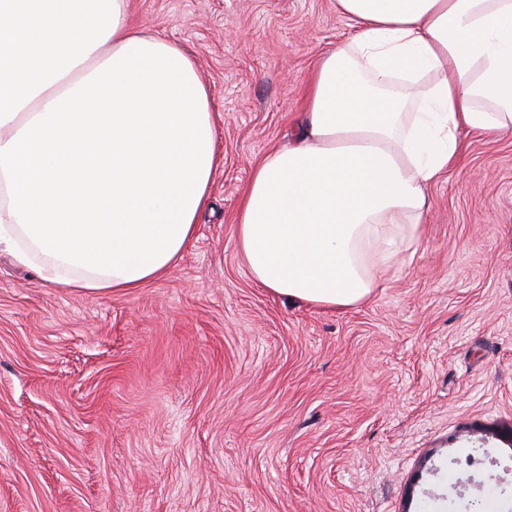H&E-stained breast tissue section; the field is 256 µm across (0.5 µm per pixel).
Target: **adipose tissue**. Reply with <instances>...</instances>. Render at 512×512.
<instances>
[{
  "label": "adipose tissue",
  "instance_id": "obj_1",
  "mask_svg": "<svg viewBox=\"0 0 512 512\" xmlns=\"http://www.w3.org/2000/svg\"><path fill=\"white\" fill-rule=\"evenodd\" d=\"M354 33L318 56L294 142L254 167L236 213L251 278L323 308L367 301L419 246L426 189L460 130L512 126V0H336ZM0 246L92 294L166 274L216 166L194 61L128 0H0Z\"/></svg>",
  "mask_w": 512,
  "mask_h": 512
}]
</instances>
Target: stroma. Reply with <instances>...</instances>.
Masks as SVG:
<instances>
[{
	"mask_svg": "<svg viewBox=\"0 0 512 512\" xmlns=\"http://www.w3.org/2000/svg\"><path fill=\"white\" fill-rule=\"evenodd\" d=\"M196 62L218 160L167 275L102 296L0 252V512H512V128L462 133L425 239L365 303L256 284L235 214L287 146L336 0H130Z\"/></svg>",
	"mask_w": 512,
	"mask_h": 512,
	"instance_id": "1",
	"label": "stroma"
}]
</instances>
